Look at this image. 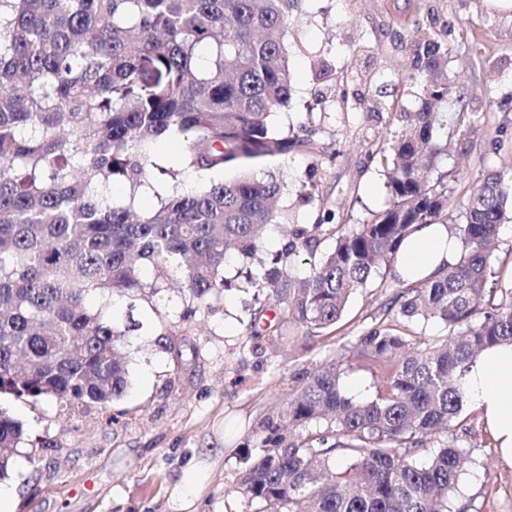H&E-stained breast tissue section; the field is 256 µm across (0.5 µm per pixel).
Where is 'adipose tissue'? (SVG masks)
Returning <instances> with one entry per match:
<instances>
[{
    "label": "adipose tissue",
    "instance_id": "1",
    "mask_svg": "<svg viewBox=\"0 0 512 512\" xmlns=\"http://www.w3.org/2000/svg\"><path fill=\"white\" fill-rule=\"evenodd\" d=\"M459 252L458 240L449 236L445 225H423L402 245L394 273L406 282L432 279L455 263ZM460 391L480 411L502 460L512 466V345L485 350L461 379Z\"/></svg>",
    "mask_w": 512,
    "mask_h": 512
}]
</instances>
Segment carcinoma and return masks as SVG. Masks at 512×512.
Masks as SVG:
<instances>
[{
  "label": "carcinoma",
  "instance_id": "1",
  "mask_svg": "<svg viewBox=\"0 0 512 512\" xmlns=\"http://www.w3.org/2000/svg\"><path fill=\"white\" fill-rule=\"evenodd\" d=\"M302 0H0V393L56 399L69 411L122 395V329L86 305L155 295L172 265L204 304L237 287L224 277L229 251L255 270V299L320 333L342 318L360 288H384L379 266L396 260L416 224L447 220L451 174L431 177L448 144L437 114L454 93L448 22L413 21L408 82L418 106L395 113L406 132L382 156L389 202L353 229L293 224L283 248L262 257L264 223L276 217L285 183L254 171L311 141L268 122L288 107L292 76L280 32ZM476 113H453L452 133ZM177 137L184 169L233 170L229 181L174 191L148 213L104 203L120 181L134 196L156 141ZM512 218V175L484 170L462 222L457 262L435 280L398 281L378 320L359 338L360 356L381 371L374 399L340 388L330 362L303 376L285 411L259 424L255 455L243 459L234 492L261 512H451L464 457L444 444L416 456L464 407L459 380L487 347L512 345V288L488 286L490 244ZM335 237L301 281L291 258ZM153 271L152 282L144 278ZM506 294L495 301L496 292ZM436 320L444 339L412 324ZM22 428L0 411V479L9 474ZM338 454L349 463L338 465Z\"/></svg>",
  "mask_w": 512,
  "mask_h": 512
}]
</instances>
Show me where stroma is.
Masks as SVG:
<instances>
[{
    "mask_svg": "<svg viewBox=\"0 0 512 512\" xmlns=\"http://www.w3.org/2000/svg\"><path fill=\"white\" fill-rule=\"evenodd\" d=\"M431 9L455 26L448 73L460 99L442 107L438 134L451 146L436 163L437 172L455 177L449 223L458 222L478 172L512 173V9L493 0H302L299 19L283 32L294 94L269 123L284 135H297L304 125L317 134L265 165L288 186L279 201L283 223L266 228L267 252L283 244V224L329 216L354 225L387 204L381 152L403 130L390 110V92L412 61L397 37ZM322 56L333 68L326 78L317 72ZM491 97L501 108L486 110ZM461 101L482 115L471 132L452 137L448 126ZM180 157L178 140H159L138 197L129 199L116 185L106 192L108 202L145 212L173 190L203 186ZM181 276L172 272L171 284L153 296L89 298V307L114 324L138 325L125 348L127 387L108 406L64 411L49 398L0 393V410L23 430L9 476L0 480V512H260L259 503H248L233 487L253 450L252 432L285 408L302 372L338 363L348 396L375 398L379 379L360 365L353 343L373 324L387 292L356 293L335 326L309 336L276 303L253 305L246 289L198 306L176 288ZM473 411L465 406L436 438L467 459L449 508L512 512V467L500 461ZM37 438L49 447H35Z\"/></svg>",
    "mask_w": 512,
    "mask_h": 512,
    "instance_id": "obj_1",
    "label": "stroma"
}]
</instances>
